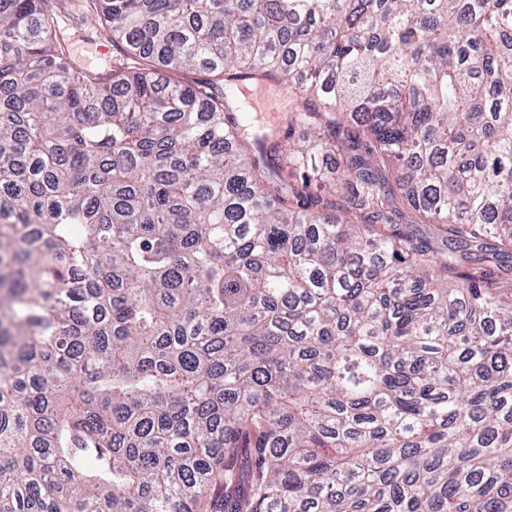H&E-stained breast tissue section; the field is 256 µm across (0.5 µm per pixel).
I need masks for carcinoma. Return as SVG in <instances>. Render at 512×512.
Instances as JSON below:
<instances>
[{
  "instance_id": "1",
  "label": "carcinoma",
  "mask_w": 512,
  "mask_h": 512,
  "mask_svg": "<svg viewBox=\"0 0 512 512\" xmlns=\"http://www.w3.org/2000/svg\"><path fill=\"white\" fill-rule=\"evenodd\" d=\"M56 2L0 0V512H512V293L457 272L512 250V0H83L93 69ZM92 41H82L76 38L71 45L73 58L81 65L93 66L115 55V47L112 42L89 35ZM242 92L256 124L268 129L281 130L282 137L288 135L286 116L293 103L288 99V93L283 86L257 82L246 86Z\"/></svg>"
}]
</instances>
